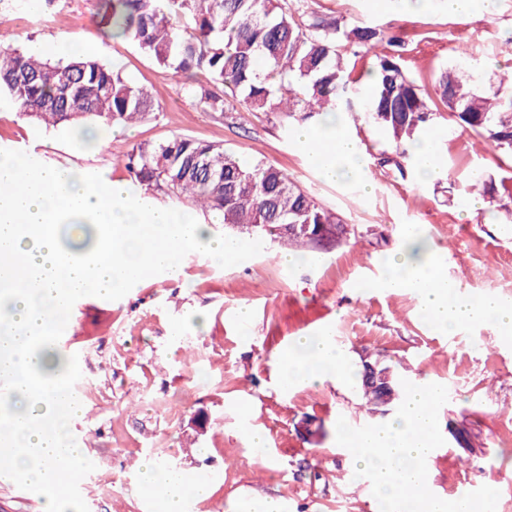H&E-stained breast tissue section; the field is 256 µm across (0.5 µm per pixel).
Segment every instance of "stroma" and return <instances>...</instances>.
Segmentation results:
<instances>
[{"instance_id": "obj_1", "label": "stroma", "mask_w": 512, "mask_h": 512, "mask_svg": "<svg viewBox=\"0 0 512 512\" xmlns=\"http://www.w3.org/2000/svg\"><path fill=\"white\" fill-rule=\"evenodd\" d=\"M309 2L351 25L395 26L407 44L403 65L425 90L446 66L483 90L512 71V0H490L466 21L440 0L424 13L401 0ZM99 7L98 0H0V49L20 47L50 60L49 41L92 44L97 58L120 65L148 90L151 118L101 131L91 144L82 132L20 116L1 98V152L29 155L39 168L65 163L124 180L133 146L181 134L223 145L245 163L282 168L359 234L313 261L288 265L280 244L251 239L231 261L191 256L179 279L153 273L109 295L80 297L68 337H55L54 347L67 356L69 339L87 347L66 378L84 400L70 428L86 450L88 478L74 492L81 512H150L149 461L157 472L174 465L212 484V495L187 502L185 512H239L266 496L280 499L284 512H378L375 483L340 485L353 458L343 430L383 427L400 413L396 406L366 413L356 379L366 358L389 365L403 391L447 388L435 411L443 457L427 480L451 496L466 478L492 479L497 490L480 498L478 512H512V335L494 322L442 332L424 317L417 294L383 285L398 275L391 254L412 229L431 245L459 299L512 301V224L490 216L495 201L512 192V160L440 118L419 137L431 142L443 179L422 183L414 172L380 167L377 155L394 145L365 117L372 58L351 55L346 62L359 94L345 124L364 150V174L375 188L325 180L310 151L287 133L282 114L236 103L216 118L183 77L146 58L133 41L104 38ZM475 171L491 184L489 193L467 190ZM244 306L250 316L243 321ZM319 324L329 326L349 358L347 377L327 373L310 385L283 384L284 354ZM200 413L207 420L202 430L192 424ZM256 432L263 447L252 441Z\"/></svg>"}]
</instances>
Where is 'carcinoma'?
Segmentation results:
<instances>
[{
  "instance_id": "1",
  "label": "carcinoma",
  "mask_w": 512,
  "mask_h": 512,
  "mask_svg": "<svg viewBox=\"0 0 512 512\" xmlns=\"http://www.w3.org/2000/svg\"><path fill=\"white\" fill-rule=\"evenodd\" d=\"M102 21L112 38L133 40L159 66L207 82L193 88L199 102L224 117L226 97L238 98L249 112H282L293 122L353 111L346 53L369 54L387 41L390 51L374 55L367 118L395 143V154L380 153L382 167L407 172L408 147L443 107L460 127L499 153L512 157V96L487 95L470 77L443 69L436 78L438 102L402 65L405 41L386 28L349 26L344 20L308 12L288 0H102ZM185 18L180 32L173 20ZM0 94L22 115L47 126L94 122L103 128L146 120L154 109L148 91L120 69L92 55L66 61L41 60L10 47L0 50ZM125 168L133 186L156 190L196 212L214 215L224 227L281 242L310 259L321 254L305 224L341 231L342 219L300 189L271 164H244L221 144L174 136L139 143ZM300 229L290 232L287 225ZM80 232L72 237V230ZM63 253L87 255L108 237L96 224L80 220L54 225ZM387 392L363 391L367 410L387 411L400 398L391 377Z\"/></svg>"
}]
</instances>
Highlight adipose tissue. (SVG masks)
I'll return each instance as SVG.
<instances>
[{
    "mask_svg": "<svg viewBox=\"0 0 512 512\" xmlns=\"http://www.w3.org/2000/svg\"><path fill=\"white\" fill-rule=\"evenodd\" d=\"M296 136L327 179L358 178L360 148L342 124L332 125L325 137L304 125ZM80 217L111 228L112 241L89 257L64 258L50 227ZM204 243L209 256L222 262L246 248L238 239L209 236L194 219L174 220L170 210L157 206L146 193L132 192L127 182L94 184L71 169H34L21 159L0 156V280L8 284L0 291V320L8 325L0 335V381H10L22 404L21 411L0 422V442L14 450L12 472L29 477L37 487L43 512H69L58 471L76 464L83 451L68 435L74 410L62 408L55 398L64 379H36V372L51 359L32 353V344L66 317V295L84 289L109 294L126 287L133 275L144 276L163 265L171 279H179L182 258ZM398 262L402 273L391 279V287L417 293L435 325L451 330L464 322L494 320L512 330V305L497 296L454 301L445 270L421 249L416 234L406 237ZM324 370L339 377L347 372L344 356L327 333L300 338L283 357L288 385L315 383ZM434 399V392L417 387L407 395L395 423L349 439L356 463L374 474L387 503L408 499L420 503L423 512H447L446 503L420 489L424 478L419 463L437 443ZM161 486L165 512H182L188 497L210 494L208 483L177 471L166 473Z\"/></svg>",
    "mask_w": 512,
    "mask_h": 512,
    "instance_id": "1",
    "label": "adipose tissue"
}]
</instances>
